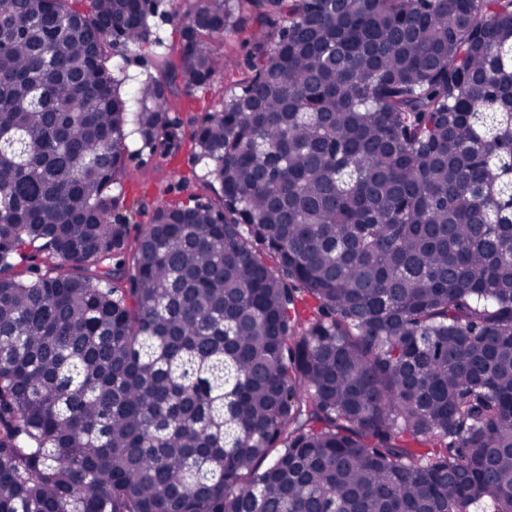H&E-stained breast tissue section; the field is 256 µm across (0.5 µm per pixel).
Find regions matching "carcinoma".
Returning <instances> with one entry per match:
<instances>
[{
  "mask_svg": "<svg viewBox=\"0 0 512 512\" xmlns=\"http://www.w3.org/2000/svg\"><path fill=\"white\" fill-rule=\"evenodd\" d=\"M149 18L0 0V512H512V0H197L129 97ZM134 135L221 204L130 242ZM215 89L205 94H198L191 99L182 92V87L176 83L172 86L169 94L171 105V115L185 129L186 133L200 123L207 112L219 110L224 98V79L220 76L215 77Z\"/></svg>",
  "mask_w": 512,
  "mask_h": 512,
  "instance_id": "1",
  "label": "carcinoma"
}]
</instances>
